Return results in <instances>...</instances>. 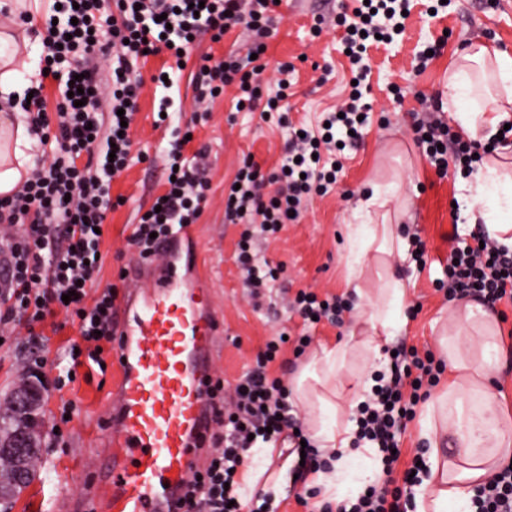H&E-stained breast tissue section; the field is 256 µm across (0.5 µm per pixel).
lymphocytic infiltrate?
Returning <instances> with one entry per match:
<instances>
[{
    "instance_id": "f902f5d3",
    "label": "lymphocytic infiltrate",
    "mask_w": 512,
    "mask_h": 512,
    "mask_svg": "<svg viewBox=\"0 0 512 512\" xmlns=\"http://www.w3.org/2000/svg\"><path fill=\"white\" fill-rule=\"evenodd\" d=\"M190 2L59 0L44 15L40 75L42 80L57 81L59 97L54 112H47L41 80L33 84L34 94L24 112L30 131L52 150L35 160L18 191L0 197V225L13 230L1 258L6 263L7 286L0 290V327L24 325L35 342L40 327L49 320L62 316L77 325L83 347L71 354L55 381V391L74 383L84 365L106 371V358L113 349L110 310L117 292L96 285L94 274L102 261L99 230L117 206L110 184L131 161V124L142 87L134 74L135 62L144 53L162 48L174 54L187 51L203 32L217 42L231 27L244 26L256 36L252 57L231 53L201 65L196 101L214 100L232 85L237 89V110L260 111L263 120L273 119L280 125L288 122L280 103L291 87L293 67H278V90L270 103H263L259 81L264 67L257 59L266 52L265 39L275 22L274 0H204L197 11ZM409 7L410 0H362L355 6L356 23L344 36L355 81L349 104L342 113H325V124L317 130L292 128L283 167L266 174L253 158L243 159L234 178L236 187L227 194L224 221L245 227L238 262L250 287H264L283 272L279 264H256L252 236L279 233L311 195L328 193L338 184L340 169L325 168L319 155L354 143L353 133L362 126L360 118L369 112L359 88L370 74L367 42L377 35L391 40L398 31L397 18ZM104 66L111 74L106 90L96 79ZM74 86L82 88L85 105H76L70 97ZM413 139L442 177L452 168L470 176L477 165L476 153L498 145L494 139L485 144L465 138L439 118L415 124ZM186 143V137H178L168 151L166 166L175 169V179L168 182L164 196L156 198L155 208L141 215L127 239L140 260L159 255L167 237L197 223L202 214L208 183L183 160ZM80 157L85 160L81 166L76 163ZM267 181L277 189L264 196L259 188ZM450 256L444 279L436 283L446 300L469 298L493 310L501 305L512 308V250L499 246L482 229L470 244L452 249ZM66 293L71 296L67 302L62 299ZM292 307L307 325L316 318L336 325L352 310L341 297L324 300L307 288L296 292ZM283 342L280 336L266 342L254 366L236 384L233 402H225L224 382L216 380L212 421L217 430L211 435L207 465L188 482L186 512H243L237 501V470L247 464V452L256 438L284 444L288 454H304V465H293L292 471L304 487L296 501L308 512H411L415 488L426 471L421 451L414 455L418 462L414 476L403 478L400 485L374 486L337 503L318 499L316 489L309 486L310 477L329 469L331 458L314 446H302L290 391L281 378L269 373ZM395 350L388 370L376 374V383L358 404L355 416V445H374L387 475L400 460L395 450L402 434L444 371L443 362L432 352L403 342ZM473 505L474 512H512V463L476 487Z\"/></svg>"
}]
</instances>
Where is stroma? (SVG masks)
<instances>
[{"mask_svg":"<svg viewBox=\"0 0 512 512\" xmlns=\"http://www.w3.org/2000/svg\"><path fill=\"white\" fill-rule=\"evenodd\" d=\"M338 0H281L275 30L267 40L264 56L263 92L275 94L272 77L280 64L295 67V85L283 100L293 124L315 125L321 113L337 109L350 92L351 71L342 53V29L335 27ZM429 0H415L404 30L393 42L371 47V75L364 88V100L371 107L368 125L356 148L345 150L341 181L335 190L313 196L304 204L298 223L289 224L277 238H256L258 261L285 266L280 286L266 289L260 302H253L236 261L243 225L224 221V192L246 156H253L264 171H271L283 156L288 130L261 120L259 112L235 109V91L226 88L208 111H196L195 81L205 55L223 58L228 51L246 54L251 38L242 27H234L220 42L200 35L192 46L183 69L173 67L168 51L139 61L135 72L143 87L137 102L134 124V153L144 161L132 162L111 182V196H123L124 206L110 212L101 243L103 265L97 276L99 286L115 285L119 292L130 289L120 279V270L136 263L137 256L127 244L140 211L166 189L164 156L171 147L174 128L193 127L194 139L183 148L210 188L203 213L193 230L189 245L194 261L187 275L209 279L213 302L222 323V334L214 369L224 381V396L232 398L237 380L252 366L266 341L283 330L308 331L313 343H336L348 335L353 315H345L342 325L321 323L304 328L302 319L286 307L288 298L301 288L319 295H336L356 301L347 288V239L358 224L364 223L366 202L372 186L387 188L397 184L399 192L390 199L388 210L398 212L400 235L420 233L427 245V263L394 261L393 270L404 283L416 318L406 319L399 337L419 349L431 350L437 359L445 354L440 344L443 333L453 328V306L436 292L437 279L454 239L468 238L474 226L461 208L468 195L458 175L435 174L413 140L416 115L422 100H448V69L471 43L481 42L512 50V0H448L447 8L431 15ZM323 17L322 32L313 35L315 17ZM439 44L438 55L425 71L415 68L418 53ZM170 66V81L154 82L162 66ZM404 92L403 100L393 96L394 88ZM170 100V117L157 123L162 100ZM499 362L493 373V403L512 421V318L497 325ZM75 325L59 331L45 329L43 344L35 348L25 341L0 344V410L9 393L25 378L41 380L51 388L56 375L50 367L22 373L20 364L32 354L46 355L50 362H62L70 344L79 342ZM117 376L116 364H109L105 375L78 377L66 396L75 403L73 419L63 428L62 438L45 434L44 448L36 478L16 499L12 512H50L54 503L76 494L90 475L87 460L110 421L109 399ZM434 417L433 438L438 443V460L453 457V428L441 412L419 407L418 418L408 425L400 446L403 459H410L421 441L419 419Z\"/></svg>","mask_w":512,"mask_h":512,"instance_id":"obj_1","label":"stroma"}]
</instances>
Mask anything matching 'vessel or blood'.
I'll return each instance as SVG.
<instances>
[{
	"mask_svg": "<svg viewBox=\"0 0 512 512\" xmlns=\"http://www.w3.org/2000/svg\"><path fill=\"white\" fill-rule=\"evenodd\" d=\"M190 236L185 227L166 240L173 264L163 273L145 264L128 271L150 277L151 287L114 303L112 421L92 456L100 478L59 502V512H181L207 451L219 336L207 280L186 281L175 266Z\"/></svg>",
	"mask_w": 512,
	"mask_h": 512,
	"instance_id": "obj_1",
	"label": "vessel or blood"
}]
</instances>
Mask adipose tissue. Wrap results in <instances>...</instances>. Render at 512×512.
<instances>
[{"label":"adipose tissue","mask_w":512,"mask_h":512,"mask_svg":"<svg viewBox=\"0 0 512 512\" xmlns=\"http://www.w3.org/2000/svg\"><path fill=\"white\" fill-rule=\"evenodd\" d=\"M464 64L448 75L450 101L472 100L481 80L495 79L502 90L501 99L478 109H459L453 114L459 127L471 139L489 140L503 123L512 121V54L486 45L474 46L464 54ZM32 140L24 125L0 126V194L7 195L23 180L22 170L28 160ZM466 186L473 204L481 208L480 216L491 238L512 249V176L500 173L497 162H487L473 174ZM353 263L349 267L347 287L353 288L363 306L356 328L345 342L319 345L312 352L310 368L319 372L316 385H308L306 376L294 382V395L307 413L310 436L317 448L338 453L332 473L317 474L316 484L324 486L333 499H341L347 476L361 452L353 448L356 425L350 412L359 397L341 398L337 385L347 359L355 354L381 358L382 347L394 335L405 309L408 293L402 282L389 277L371 282V267L391 268L394 258H405L406 242L391 224H362L350 238ZM478 331L484 344L480 355H469L463 342L448 345L447 396L455 403L452 421L457 437L456 456L461 463L457 476H448L438 459H431L427 476L415 489V512H473L475 488L492 473L487 457L480 448H511L512 428L498 417L484 421L481 428L467 425L466 391L481 396V404L491 407L487 382L495 367L499 346L492 342L496 319L484 313ZM273 444L254 449L252 462L244 468L239 489L243 503L259 495L282 492L285 469L273 468Z\"/></svg>","instance_id":"adipose-tissue-1"}]
</instances>
